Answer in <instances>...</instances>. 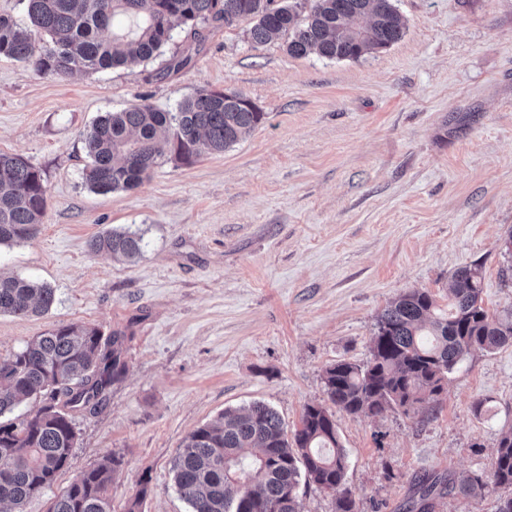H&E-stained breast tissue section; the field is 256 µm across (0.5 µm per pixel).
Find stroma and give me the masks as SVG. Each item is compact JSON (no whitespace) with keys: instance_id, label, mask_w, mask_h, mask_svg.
<instances>
[{"instance_id":"1","label":"stroma","mask_w":512,"mask_h":512,"mask_svg":"<svg viewBox=\"0 0 512 512\" xmlns=\"http://www.w3.org/2000/svg\"><path fill=\"white\" fill-rule=\"evenodd\" d=\"M407 23L356 60L253 47L211 25L189 70L159 62L60 78L0 57V152L38 167L48 205L31 236L0 244V273L49 285L43 316L0 314V358L59 326L124 334L127 374L74 413L77 445L50 500L103 456L124 465L108 495L125 512H188L172 465L184 438L256 401L288 428L326 403L325 368L369 357L399 294L448 305L454 272L478 263L492 313L512 307V0H394ZM237 90L265 123L219 155L168 159L131 191L83 179L84 135L136 103L173 111L199 88ZM113 228L142 234L140 258L88 248ZM360 512H404L426 474H490L512 427V345L464 356L438 399L406 416L334 410ZM512 489L453 494L436 512H495Z\"/></svg>"}]
</instances>
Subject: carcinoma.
Returning a JSON list of instances; mask_svg holds the SVG:
<instances>
[{"label": "carcinoma", "instance_id": "1", "mask_svg": "<svg viewBox=\"0 0 512 512\" xmlns=\"http://www.w3.org/2000/svg\"><path fill=\"white\" fill-rule=\"evenodd\" d=\"M30 25L0 14V56L31 64L43 74L68 77L165 56L162 72L194 66L213 22H242L256 46L282 40L292 57L316 53L358 59L401 40L406 22L393 0H26ZM130 25L107 35L113 17ZM368 19L358 26L359 18ZM266 113L235 90L200 89L176 111L148 103L107 112L85 135L89 188L99 193L141 185L165 159L191 164L219 154L263 124ZM48 189L39 168L20 155L0 154V244L28 236L42 223ZM93 252L128 260L141 255L143 236L114 229L92 238ZM482 270L459 268L444 310L427 290L407 291L377 319L370 358L338 361L325 369L327 399L337 408L377 416L386 409L408 415L443 391L448 372L473 350L512 344V308L498 315L482 306ZM55 292L45 284L0 275V313H48ZM124 337H103L96 327L60 326L0 359V416L43 396L32 416L0 424V504L24 512L26 503L51 488L70 466L77 432L72 412L90 409L127 372ZM123 457L112 454L80 471L56 495L48 512H112L107 495ZM348 457L328 409L305 406L300 426L285 430L263 402L227 410L184 439L173 465L174 484L190 512H300V481L335 496L334 512H359L343 489ZM498 486L512 487V430L499 439L492 463ZM483 476L461 480L424 475L406 512H435L436 501L456 493L476 497Z\"/></svg>", "mask_w": 512, "mask_h": 512}]
</instances>
